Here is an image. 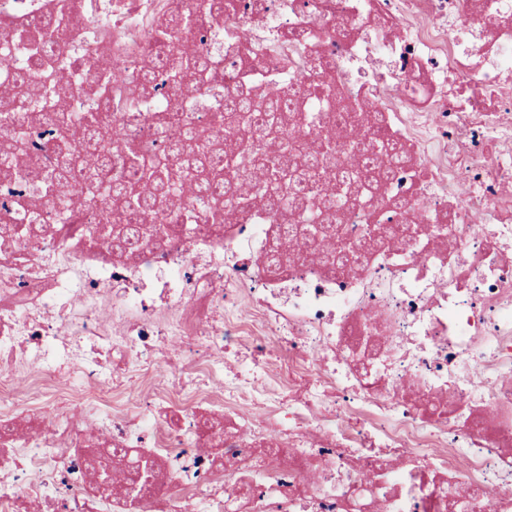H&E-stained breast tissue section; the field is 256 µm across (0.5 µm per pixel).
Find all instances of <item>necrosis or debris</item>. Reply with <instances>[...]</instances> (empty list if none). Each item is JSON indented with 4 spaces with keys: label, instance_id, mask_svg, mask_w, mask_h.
<instances>
[{
    "label": "necrosis or debris",
    "instance_id": "4bbe7bcc",
    "mask_svg": "<svg viewBox=\"0 0 512 512\" xmlns=\"http://www.w3.org/2000/svg\"><path fill=\"white\" fill-rule=\"evenodd\" d=\"M74 2L59 48L95 44L133 82L193 0ZM233 3L257 30L198 31L226 86L249 53L262 87L319 114L303 138L348 150L310 92L328 82L404 145L378 206L409 247L341 273L301 248L272 272L265 210L128 256L89 240L101 208L60 224L44 207L46 232L0 242V512H512V0ZM332 222L366 250L367 209ZM98 447L150 496L94 479Z\"/></svg>",
    "mask_w": 512,
    "mask_h": 512
}]
</instances>
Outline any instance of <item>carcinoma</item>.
Listing matches in <instances>:
<instances>
[{
  "mask_svg": "<svg viewBox=\"0 0 512 512\" xmlns=\"http://www.w3.org/2000/svg\"><path fill=\"white\" fill-rule=\"evenodd\" d=\"M231 8L225 0H196L193 12L168 17L155 30L153 44L141 67V80L125 86L113 79L109 68L87 65L75 68L59 57L52 34L63 33L73 21L71 0H59L50 14L34 15L13 38L24 44L22 64L12 88L0 90V123L5 124L0 148V180L20 181L22 157L30 149L25 121L38 119L45 133L55 140V167L46 173L30 171L19 189L15 206L23 212L26 227L0 226V234L20 237L30 232L38 218L37 205L46 200L57 206L60 224H75V199L80 194L98 197L120 208L118 226L108 231L112 246L131 253L151 243L144 228L149 216L161 214L173 233L188 234L201 222L220 220L228 204L260 206L282 217L288 239L318 247L330 231L323 210L354 201L359 189L379 187L390 168L379 156L387 150L398 161L405 152L384 139L378 127L365 134L354 130L349 141L352 172L342 175V191L331 188L324 196L309 197L305 183L325 174L328 150L318 142H306L296 131L283 132L285 114H293L292 126L315 121V114L298 106H281V98L252 94L255 78L247 74L242 83L224 90V80L210 54L180 35L191 32L200 21L224 18ZM69 79L77 86L91 85L100 94L129 101V115L144 111L149 89H168L177 111L157 118L156 133L171 139L159 153L140 151L127 144L112 148L120 129L112 128L108 111L85 116L66 103ZM189 85L203 100H211L220 113L223 128H249L259 148L245 151L241 139L220 140L213 133L185 122L183 113L194 103L182 101V88Z\"/></svg>",
  "mask_w": 512,
  "mask_h": 512,
  "instance_id": "1",
  "label": "carcinoma"
}]
</instances>
